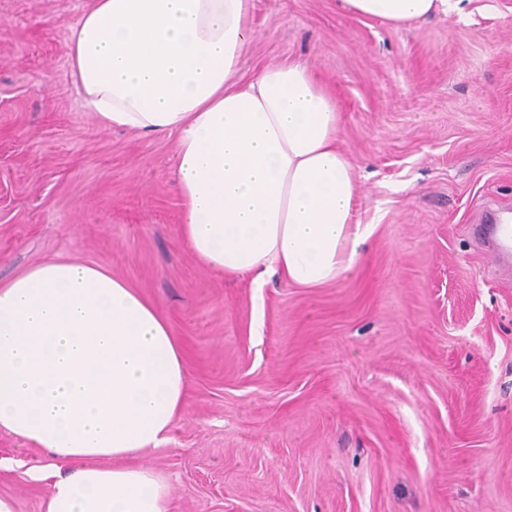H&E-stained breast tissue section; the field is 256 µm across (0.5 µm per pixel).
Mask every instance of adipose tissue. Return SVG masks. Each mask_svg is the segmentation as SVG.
<instances>
[{"label":"adipose tissue","mask_w":512,"mask_h":512,"mask_svg":"<svg viewBox=\"0 0 512 512\" xmlns=\"http://www.w3.org/2000/svg\"><path fill=\"white\" fill-rule=\"evenodd\" d=\"M402 24L448 0H343ZM252 0H94L68 43L99 122L175 138L181 233L203 265L319 288L358 269L342 114L303 62L237 80ZM185 358L155 307L106 268L68 257L0 286V430L50 451L46 512H169L139 459L183 409Z\"/></svg>","instance_id":"adipose-tissue-1"}]
</instances>
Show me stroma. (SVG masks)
<instances>
[{
	"label": "stroma",
	"instance_id": "obj_1",
	"mask_svg": "<svg viewBox=\"0 0 512 512\" xmlns=\"http://www.w3.org/2000/svg\"><path fill=\"white\" fill-rule=\"evenodd\" d=\"M90 0H0V284L67 256L126 280L185 352L184 407L141 462L170 512H512V288L473 217L512 210V0L403 26L253 0L240 74L332 89L373 225L321 288L227 277L185 244L174 140L102 126L70 75ZM51 454L0 430V497L45 512Z\"/></svg>",
	"mask_w": 512,
	"mask_h": 512
}]
</instances>
